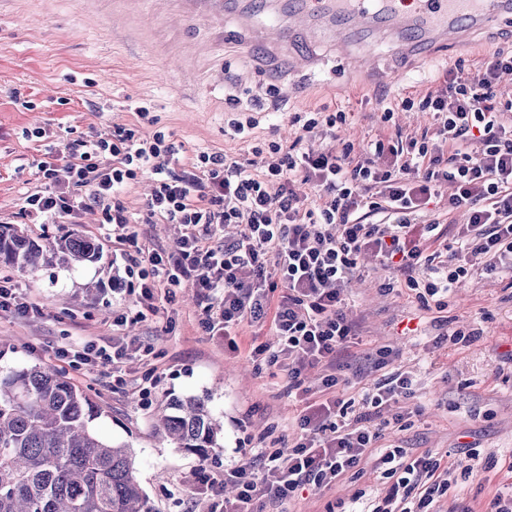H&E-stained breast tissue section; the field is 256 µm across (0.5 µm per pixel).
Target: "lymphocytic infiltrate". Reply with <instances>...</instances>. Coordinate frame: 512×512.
I'll list each match as a JSON object with an SVG mask.
<instances>
[{"instance_id":"f902f5d3","label":"lymphocytic infiltrate","mask_w":512,"mask_h":512,"mask_svg":"<svg viewBox=\"0 0 512 512\" xmlns=\"http://www.w3.org/2000/svg\"><path fill=\"white\" fill-rule=\"evenodd\" d=\"M511 71L512 50L502 48L487 53L474 73L448 69L441 89L383 104L384 130L360 152L348 141L311 146L320 129L347 122L346 112L321 108L294 113L298 135L291 144L269 141L252 147L247 159L201 150L181 171L176 146L163 132L135 126L83 136L68 148L66 188L54 189L53 163L39 162L45 188L26 196L23 214L42 224L93 201L116 243L136 245L125 255L127 275L140 281L136 319L153 311L158 294L191 284L207 333L228 336L244 323L270 319L280 348L255 345L251 358L287 362L292 389L300 388L305 368L322 367L331 388L354 334L342 293L362 253L399 271L424 305L471 276L472 258H483L486 271L512 274V123L505 120L512 102L494 92L500 75ZM413 106L432 114V127L410 137L390 131L395 110ZM144 175L153 180L145 221L178 225L172 248L137 244L131 230L135 219L121 195ZM446 186L449 213L467 219L453 252L447 227L415 222ZM235 224L242 227L239 238L215 243ZM411 386L405 373L394 374L375 384L354 414L333 397L309 405L293 446L261 449L220 478L199 468L193 492L216 496L229 483L236 489L229 512H257L262 498L287 501L303 485L329 486L371 457L393 480L371 512H442L447 465L429 452L379 448L382 433L371 424Z\"/></svg>"}]
</instances>
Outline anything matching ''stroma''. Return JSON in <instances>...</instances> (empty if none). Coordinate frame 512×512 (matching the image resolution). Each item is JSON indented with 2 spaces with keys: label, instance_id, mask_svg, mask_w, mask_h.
<instances>
[{
  "label": "stroma",
  "instance_id": "35a3bbf8",
  "mask_svg": "<svg viewBox=\"0 0 512 512\" xmlns=\"http://www.w3.org/2000/svg\"><path fill=\"white\" fill-rule=\"evenodd\" d=\"M332 44L325 35L314 39V68L296 66L278 79L242 50L231 16L188 25L151 18L123 28L107 10L83 14L80 0H0V224L26 225L44 243L76 230L96 239L102 252L94 263H50L14 273L19 300L40 311L0 312V370L40 364L66 372L101 409L92 431L135 450L138 477L155 512H210L211 506L194 499L187 485L203 462L153 431L154 414L170 395L208 396L224 423V447L203 464L219 476L241 460L243 449L293 444L302 401L319 398L323 373L307 370L304 391H288L287 367H258L247 356L254 339L277 348L270 323L243 326L232 344L206 335L188 284L174 303L158 300L149 319L115 325L116 317L137 308L138 282L126 275L99 209L30 225L24 198L41 187L38 162L52 158L64 165L71 140L137 123L141 103L153 108L154 130L181 145L180 163L187 167L202 149L244 157L253 144L291 143L292 113L323 107L348 112L349 122L336 135L317 134L314 147L337 138L365 145L380 131L381 101L425 94L438 71L424 63L363 87ZM272 86L285 97L278 111L256 113L251 142L233 137L226 99L262 96ZM392 276L368 254L343 292L344 311L358 334L342 361L335 395L359 402L394 371L408 373L412 394L393 406L405 423L384 427L382 446L443 456L454 465L445 512H485L495 494L512 493V275H474L453 288L441 310L423 307L408 289L385 290ZM457 329L464 340L446 339ZM87 341L131 351L116 370H88L56 358L57 348ZM472 446L479 461L466 476ZM390 484L370 462L335 485L305 487L285 503L268 499L262 509L363 512L367 499L384 496Z\"/></svg>",
  "mask_w": 512,
  "mask_h": 512
}]
</instances>
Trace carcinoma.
Masks as SVG:
<instances>
[{
    "label": "carcinoma",
    "instance_id": "obj_1",
    "mask_svg": "<svg viewBox=\"0 0 512 512\" xmlns=\"http://www.w3.org/2000/svg\"><path fill=\"white\" fill-rule=\"evenodd\" d=\"M99 253V244L77 231L45 245L0 225V269L70 267ZM100 414L63 372L34 365L0 374V512H154L133 448L90 429ZM155 419L157 433L201 460L221 448L222 424L204 397H172Z\"/></svg>",
    "mask_w": 512,
    "mask_h": 512
}]
</instances>
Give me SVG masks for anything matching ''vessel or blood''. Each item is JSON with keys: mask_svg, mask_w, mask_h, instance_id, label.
<instances>
[{"mask_svg": "<svg viewBox=\"0 0 512 512\" xmlns=\"http://www.w3.org/2000/svg\"><path fill=\"white\" fill-rule=\"evenodd\" d=\"M187 20L204 14L223 17L234 0H185ZM268 22L253 31L252 43L270 59L288 56L311 65L295 49V34L327 31L341 52L350 54L349 34L371 30L377 38L391 39L402 57L411 59L434 52L445 54L469 44L476 31H490L512 22V0H262Z\"/></svg>", "mask_w": 512, "mask_h": 512, "instance_id": "vessel-or-blood-1", "label": "vessel or blood"}]
</instances>
